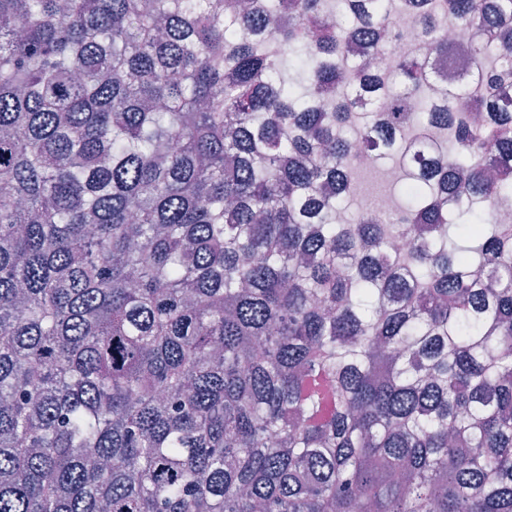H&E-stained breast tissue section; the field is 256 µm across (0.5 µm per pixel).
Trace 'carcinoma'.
Here are the masks:
<instances>
[{
    "instance_id": "cac0c4a2",
    "label": "carcinoma",
    "mask_w": 512,
    "mask_h": 512,
    "mask_svg": "<svg viewBox=\"0 0 512 512\" xmlns=\"http://www.w3.org/2000/svg\"><path fill=\"white\" fill-rule=\"evenodd\" d=\"M393 2L0 0V512H512V0ZM397 40L394 46L395 54L408 55L412 53L417 44L415 42V26L409 18L403 15H396L394 18ZM395 165L392 163H388L384 170L379 174V176L375 179L370 176H366L365 179L362 181V190L364 191L365 195L370 197L371 199H377L382 196V193L384 191V185L390 184L394 181L390 176V171Z\"/></svg>"
}]
</instances>
